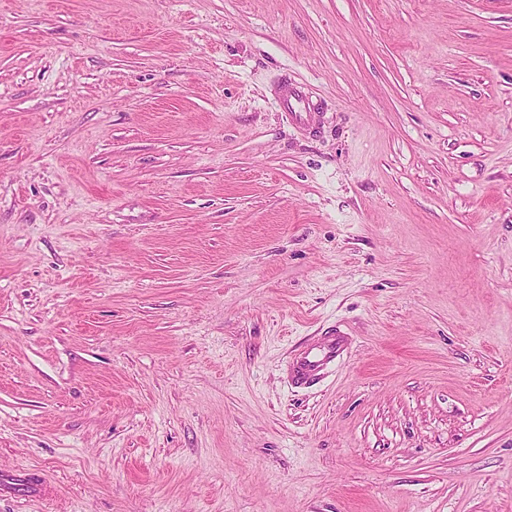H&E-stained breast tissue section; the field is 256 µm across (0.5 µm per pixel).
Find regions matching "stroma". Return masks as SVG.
Segmentation results:
<instances>
[{
	"mask_svg": "<svg viewBox=\"0 0 512 512\" xmlns=\"http://www.w3.org/2000/svg\"><path fill=\"white\" fill-rule=\"evenodd\" d=\"M19 471L0 512H512V0H0ZM281 102L288 115L299 122L314 124L320 113L318 107L310 101L302 87L289 86L287 83L280 87ZM337 336L329 338L326 342L313 346L300 354L291 368V378L298 384H307L314 381L323 368L334 362L347 348L345 334L336 332ZM1 486L3 491L15 492L20 489V491L28 493L29 496H40L45 492L41 477L29 472L11 476V479L3 478L0 482Z\"/></svg>",
	"mask_w": 512,
	"mask_h": 512,
	"instance_id": "35a3bbf8",
	"label": "stroma"
}]
</instances>
